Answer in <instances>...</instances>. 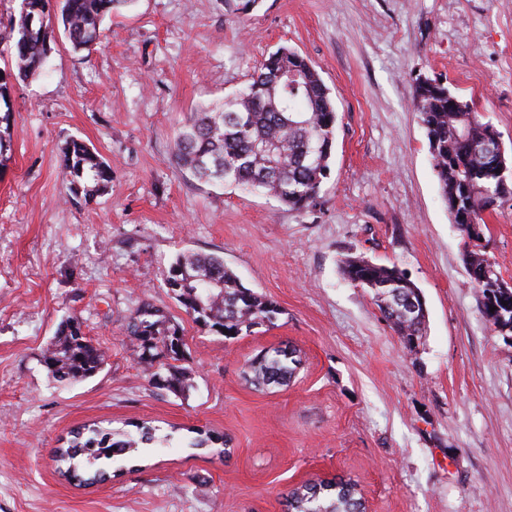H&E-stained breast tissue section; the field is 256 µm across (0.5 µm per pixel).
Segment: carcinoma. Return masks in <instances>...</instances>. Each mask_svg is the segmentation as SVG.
<instances>
[{
	"label": "carcinoma",
	"instance_id": "cac0c4a2",
	"mask_svg": "<svg viewBox=\"0 0 512 512\" xmlns=\"http://www.w3.org/2000/svg\"><path fill=\"white\" fill-rule=\"evenodd\" d=\"M136 0H62L60 14L66 39L75 53L90 51L100 38L106 16L131 7ZM6 38L11 42V72L0 76V100L9 105L14 83L34 78L47 58L46 44L55 30L50 0H31L27 12L10 18ZM412 106L425 129L442 200L458 231L461 212L471 211L487 227L485 214L511 205L498 197L500 175L481 151L489 125L473 102L462 99L447 78L415 83ZM11 109L0 113V165L10 150ZM337 112L329 89L312 64L294 49L280 46L256 66L248 84L219 103L201 106L179 128L172 156L184 176L204 184H222L268 194L291 210L317 206L336 137ZM274 146L271 153L257 150ZM69 191L81 188L90 197L107 191L112 167L88 145L71 139L62 147ZM477 288L482 312L505 335H512V288H497V263L480 249L465 255ZM343 273L355 286L372 293L386 320L399 336L424 334L426 314L406 315L405 301L417 298V285L403 281L404 271L355 254L342 260ZM168 289L194 322L234 339L255 326L273 325L282 310L278 303L244 287L220 256L176 255L169 270ZM127 335L135 341L140 361L153 368L155 388L183 394L190 388L185 355L176 341L181 324L150 302L131 313ZM47 374L54 380L82 382L105 363L104 352L93 344L76 320L65 322L43 354ZM293 359L279 354L254 357L243 371L245 381L264 392L286 384L294 375ZM134 438L119 429H90L74 433L68 445L55 450L59 472L81 482L110 478L117 456L146 448L155 441V428L143 424ZM356 484L320 479L292 488L287 512H356L361 507Z\"/></svg>",
	"mask_w": 512,
	"mask_h": 512
}]
</instances>
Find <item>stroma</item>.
I'll use <instances>...</instances> for the list:
<instances>
[{
  "label": "stroma",
  "instance_id": "stroma-1",
  "mask_svg": "<svg viewBox=\"0 0 512 512\" xmlns=\"http://www.w3.org/2000/svg\"><path fill=\"white\" fill-rule=\"evenodd\" d=\"M281 45L314 65L338 116L309 210L197 183L171 155L191 112ZM434 75L512 149V0H138L91 52L57 36L42 74L13 88L0 166V512H282L288 488L335 476L368 512H512V337L482 312L412 109L416 78ZM70 138L111 164L109 192L69 199ZM486 221L512 283V208ZM180 252L222 256L280 319L231 342L194 323L165 286ZM350 253L418 285L419 345L345 278ZM144 301L184 328L186 395L152 387L126 333ZM72 318L106 353L74 385L41 364ZM285 346L302 359L294 383L250 388L248 361ZM145 422L168 445L137 467L90 487L58 473L72 430ZM200 429L230 438V455L194 447Z\"/></svg>",
  "mask_w": 512,
  "mask_h": 512
}]
</instances>
